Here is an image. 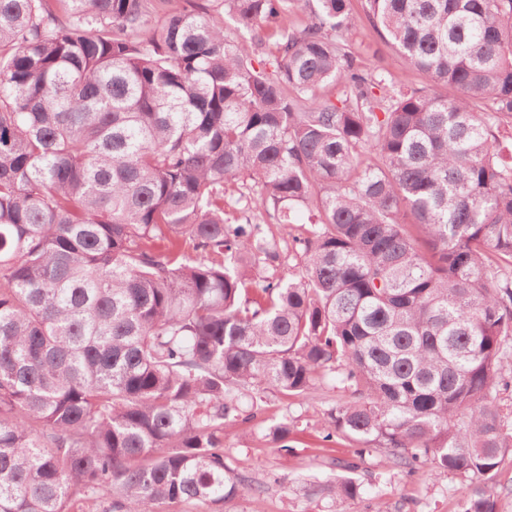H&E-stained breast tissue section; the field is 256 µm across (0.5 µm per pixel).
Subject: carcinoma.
Returning a JSON list of instances; mask_svg holds the SVG:
<instances>
[{"label":"carcinoma","mask_w":512,"mask_h":512,"mask_svg":"<svg viewBox=\"0 0 512 512\" xmlns=\"http://www.w3.org/2000/svg\"><path fill=\"white\" fill-rule=\"evenodd\" d=\"M170 2L0 0V512H222L264 489L224 433L334 374L324 441L498 512L512 0H365L411 88L349 0ZM364 0H352L355 22L343 38L352 44L363 65L377 78H397L407 85L426 83L423 75L405 68L397 52L384 43L365 18Z\"/></svg>","instance_id":"1"}]
</instances>
